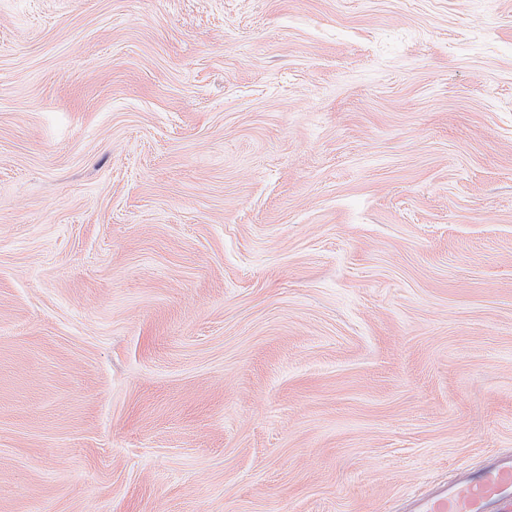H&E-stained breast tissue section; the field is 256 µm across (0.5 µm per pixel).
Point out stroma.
<instances>
[{"instance_id": "stroma-1", "label": "stroma", "mask_w": 512, "mask_h": 512, "mask_svg": "<svg viewBox=\"0 0 512 512\" xmlns=\"http://www.w3.org/2000/svg\"><path fill=\"white\" fill-rule=\"evenodd\" d=\"M512 452V0H0V512H393Z\"/></svg>"}]
</instances>
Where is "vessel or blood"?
Returning a JSON list of instances; mask_svg holds the SVG:
<instances>
[{"label":"vessel or blood","mask_w":512,"mask_h":512,"mask_svg":"<svg viewBox=\"0 0 512 512\" xmlns=\"http://www.w3.org/2000/svg\"><path fill=\"white\" fill-rule=\"evenodd\" d=\"M405 512H512V455H494L478 469L409 496Z\"/></svg>","instance_id":"b4317fda"}]
</instances>
